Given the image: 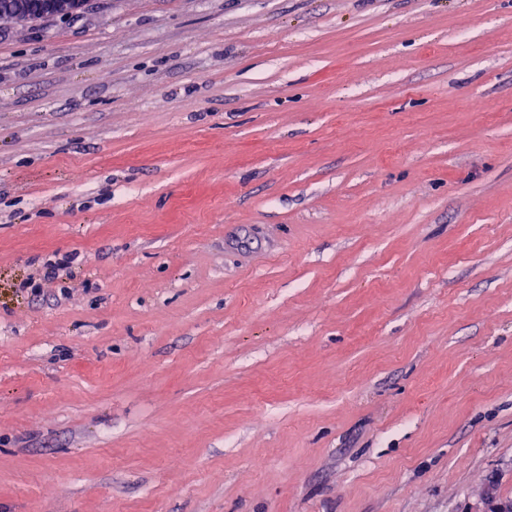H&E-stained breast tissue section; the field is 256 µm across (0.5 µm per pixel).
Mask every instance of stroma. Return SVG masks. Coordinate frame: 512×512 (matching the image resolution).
<instances>
[{"instance_id": "35a3bbf8", "label": "stroma", "mask_w": 512, "mask_h": 512, "mask_svg": "<svg viewBox=\"0 0 512 512\" xmlns=\"http://www.w3.org/2000/svg\"><path fill=\"white\" fill-rule=\"evenodd\" d=\"M71 253L66 299L20 291ZM492 491L512 501V0L0 17V512Z\"/></svg>"}]
</instances>
